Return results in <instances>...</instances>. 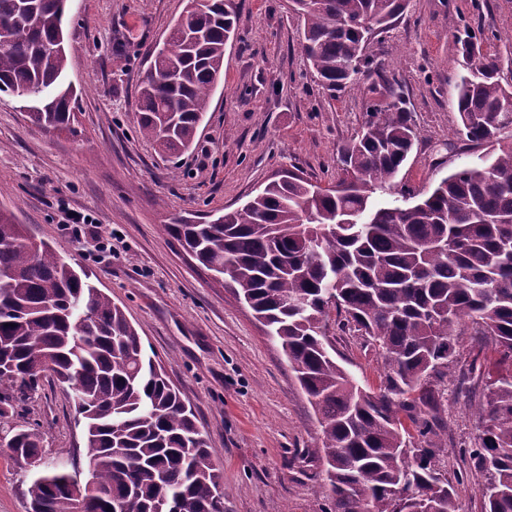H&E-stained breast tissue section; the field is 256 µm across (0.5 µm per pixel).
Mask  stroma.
<instances>
[{
  "mask_svg": "<svg viewBox=\"0 0 512 512\" xmlns=\"http://www.w3.org/2000/svg\"><path fill=\"white\" fill-rule=\"evenodd\" d=\"M188 0H67L65 80L78 98L71 130L44 132L25 97L0 93V207L29 235L90 270L121 304L147 352L195 410L223 476L224 512H328L316 447L319 424L281 347L253 312L169 236L165 225L207 222L243 205L284 169L311 181L336 177L337 158L381 103L377 79L328 91L302 52L303 23L289 0H233L237 29L224 76L192 148L159 153L137 126L136 89ZM393 27L366 53L403 90L418 140L398 181L428 191L482 146L459 138L451 106L463 24L512 30V0H406ZM89 214L112 242L99 261L63 231L65 210ZM342 365L374 388L383 371L358 333L329 323ZM441 456L459 512H483L481 473L460 455L478 432L455 379L442 383ZM46 457L87 473L84 427L67 388L44 379L25 404ZM30 475L0 442V512H30Z\"/></svg>",
  "mask_w": 512,
  "mask_h": 512,
  "instance_id": "1",
  "label": "stroma"
}]
</instances>
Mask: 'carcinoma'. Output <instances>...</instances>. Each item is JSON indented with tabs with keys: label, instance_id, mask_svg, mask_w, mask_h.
I'll list each match as a JSON object with an SVG mask.
<instances>
[{
	"label": "carcinoma",
	"instance_id": "obj_1",
	"mask_svg": "<svg viewBox=\"0 0 512 512\" xmlns=\"http://www.w3.org/2000/svg\"><path fill=\"white\" fill-rule=\"evenodd\" d=\"M304 22L302 49L319 83L353 88L371 76L368 20L383 28L405 0H292ZM66 0H0V92L42 93L66 69ZM230 0H211L172 27L138 97V129L162 154L188 149L224 74L234 36ZM512 44L494 23L454 35L458 74L452 105L459 137L491 150L458 168L411 205L395 179L417 132L402 92L384 82V104L340 153L336 183L290 173L217 223L180 220L168 234L224 281L281 346L319 415L334 512H402L398 494L421 495L442 476L434 381L457 362L454 336L469 321L508 364L482 378L475 399L482 430L463 455L485 472V512H512ZM32 112L45 130L74 120L71 99ZM49 245L35 243L0 208V433L14 458L43 456V435L20 408L50 376L72 392L86 434L88 476L48 465L31 476V512H74L77 488L92 487L88 512H224L221 475L180 391L147 355L123 308ZM383 358L379 390L336 363L323 333L330 312ZM48 354L52 365L31 373ZM434 512H458L453 486Z\"/></svg>",
	"mask_w": 512,
	"mask_h": 512
}]
</instances>
